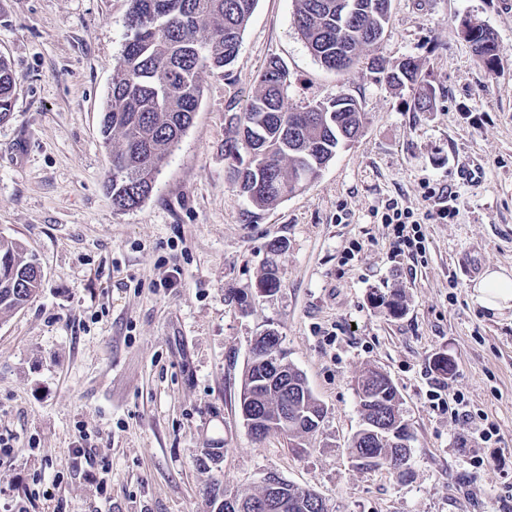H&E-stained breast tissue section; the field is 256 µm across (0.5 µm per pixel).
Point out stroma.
I'll return each instance as SVG.
<instances>
[{
    "label": "stroma",
    "instance_id": "stroma-1",
    "mask_svg": "<svg viewBox=\"0 0 512 512\" xmlns=\"http://www.w3.org/2000/svg\"><path fill=\"white\" fill-rule=\"evenodd\" d=\"M127 9L0 0L16 78L0 123V236L43 271L38 295L0 319V512H206L211 481L231 494L269 472L328 512H512V309L481 306L464 266L512 275V0H391L386 35L346 72L311 54L292 0H258L229 76L203 75L151 195L119 211L101 117ZM469 19L493 32L499 74L463 37ZM409 57L435 90L432 111L383 78ZM273 58L291 76L289 107L345 93L367 120L307 188L253 211L224 140ZM467 159L480 167L471 180L457 175ZM425 181L455 191L453 220L435 217ZM390 198L422 219V256L391 257L393 229L373 214ZM274 239L286 244L276 256ZM271 262L281 286L261 297ZM399 291L405 311L388 316L375 297ZM270 329L326 409L298 448L254 440L241 416L251 348ZM439 353L452 374L435 370ZM367 367L400 394L406 477L351 461L354 378ZM84 433L92 480L72 455ZM207 448L220 458L203 470Z\"/></svg>",
    "mask_w": 512,
    "mask_h": 512
}]
</instances>
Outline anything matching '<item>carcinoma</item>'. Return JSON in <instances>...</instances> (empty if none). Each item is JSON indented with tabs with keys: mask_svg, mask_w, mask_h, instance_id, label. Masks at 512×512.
Here are the masks:
<instances>
[{
	"mask_svg": "<svg viewBox=\"0 0 512 512\" xmlns=\"http://www.w3.org/2000/svg\"><path fill=\"white\" fill-rule=\"evenodd\" d=\"M294 23L307 48L329 70L355 67L361 53L387 32L391 0H293ZM257 0H129L127 39L112 75L102 115L105 142L114 137L108 189L119 210L138 207L149 197L160 168L190 127L202 97V74L227 76L236 60ZM475 55L489 72L499 65L496 49L486 45L479 28L470 40ZM394 86H419L413 110L430 112L435 90L424 85L420 64L407 58L387 73ZM288 70L277 59L267 62L254 94L224 140L233 185L257 210H265L317 179L337 151L360 134L365 113L357 101L342 94L326 103L302 110L288 107ZM15 77L9 60L0 55V121L13 111ZM37 260L16 240L0 237V317L24 308L38 293L41 279ZM376 304L392 317L403 314L402 296H380ZM286 355L281 340L265 333L254 341L244 373L241 393L260 405V426L267 433L294 438L296 428L317 431L324 405L307 387L302 374L288 365V381L302 393L295 405L299 425L284 426L281 413L288 392L273 382L259 357ZM361 423L383 416L408 429L397 388L377 368L363 371L355 380ZM398 448H388L356 432L350 455L363 469L397 459ZM363 457L379 462L365 464ZM224 488L212 482L207 490V512H224Z\"/></svg>",
	"mask_w": 512,
	"mask_h": 512,
	"instance_id": "carcinoma-1",
	"label": "carcinoma"
}]
</instances>
